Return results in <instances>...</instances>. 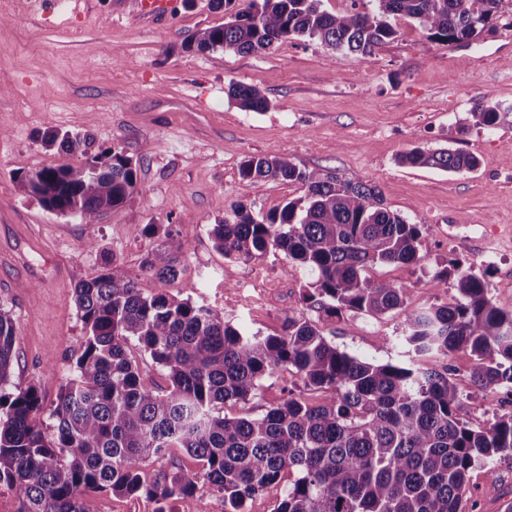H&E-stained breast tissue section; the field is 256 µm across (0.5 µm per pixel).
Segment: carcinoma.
<instances>
[{"mask_svg": "<svg viewBox=\"0 0 512 512\" xmlns=\"http://www.w3.org/2000/svg\"><path fill=\"white\" fill-rule=\"evenodd\" d=\"M321 2L210 0L227 21L197 31L184 48L249 54L296 38L366 57L398 36L400 18L431 42L466 41L489 24L502 0H351L339 14ZM228 95L249 111L270 105L253 85L232 83ZM470 115L476 127L512 124L511 105L478 104ZM43 145L84 157L79 166L16 175L21 189L51 212L96 224L138 190L137 165L118 147L92 154L89 136L59 130L47 132ZM399 163L452 173L479 166L477 157L450 147H414ZM240 176L250 188L279 180L299 183L305 193L261 216L242 202L224 210L209 228L224 257L283 253L312 275L313 290L303 300L328 317L378 316L404 305L406 284L368 271L418 264L421 225L388 209L377 187L303 170L283 156H248ZM145 265L161 282L179 274L164 253ZM450 279L453 301L407 314L405 359L376 364L340 350L303 317H288L281 335L250 334L216 310L162 291L145 293L105 267L75 287L85 340L50 406L34 387L7 392L16 327L0 307V485L12 490L17 512H96V491L165 504L194 496L201 479L224 492L225 512H243L247 500L288 473L276 512L473 510L471 472L512 455V413L486 430L461 420L450 355L470 351L473 385L491 395L512 391V311L498 308L488 283L457 260L432 276L436 288ZM132 341L165 385L143 382ZM432 357L443 364H425ZM290 375L303 388L288 390L263 415H224V404L248 403L264 379ZM306 391L324 400L313 404ZM174 448L197 460L200 472L164 469L145 482L143 467L165 464Z\"/></svg>", "mask_w": 512, "mask_h": 512, "instance_id": "1", "label": "carcinoma"}]
</instances>
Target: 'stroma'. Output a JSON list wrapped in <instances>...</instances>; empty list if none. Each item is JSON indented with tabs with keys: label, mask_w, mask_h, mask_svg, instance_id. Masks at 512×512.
<instances>
[{
	"label": "stroma",
	"mask_w": 512,
	"mask_h": 512,
	"mask_svg": "<svg viewBox=\"0 0 512 512\" xmlns=\"http://www.w3.org/2000/svg\"><path fill=\"white\" fill-rule=\"evenodd\" d=\"M171 2L167 16L148 19L135 0H0V304L17 328L13 387L56 400L85 335L74 287L108 257L144 292L191 299L264 336L282 334L289 316L311 318L340 349L378 363L402 359L409 312L453 300L455 288L430 281L448 260L485 276L493 302L512 310V125L459 129L476 104L512 105V0L479 34L451 45L398 20V37L369 57L301 39L257 54L188 52L184 41L223 24L224 13L209 0ZM233 81L258 87L270 107L240 108L227 95ZM49 128L122 148L137 163L138 193L95 224L43 208L15 173L80 162L43 146ZM448 145L476 156L479 168L449 174L398 162L412 148ZM251 155L360 177L420 224L421 261L375 270L408 286L404 306L323 318L303 301L311 276L283 253L224 258L208 234L219 203L264 214L303 194L285 181L246 187L239 168ZM147 224L160 232L143 235ZM176 239L190 248L176 255L178 278L164 284L142 264ZM91 240L96 249H87ZM451 362L461 372L460 418L484 429L512 411L511 394L488 398L469 381V350ZM286 396V382L271 377L259 396L224 412L257 416ZM471 492L476 512H501L512 500V456L497 458L493 474L476 468Z\"/></svg>",
	"instance_id": "35a3bbf8"
}]
</instances>
